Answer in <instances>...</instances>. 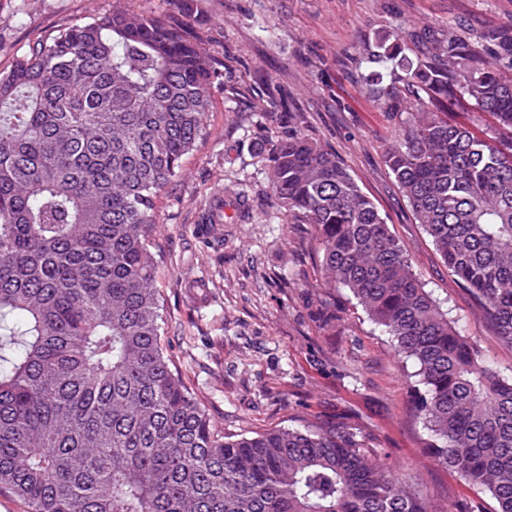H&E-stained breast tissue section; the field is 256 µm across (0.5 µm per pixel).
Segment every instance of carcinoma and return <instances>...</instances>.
Wrapping results in <instances>:
<instances>
[{"mask_svg":"<svg viewBox=\"0 0 512 512\" xmlns=\"http://www.w3.org/2000/svg\"><path fill=\"white\" fill-rule=\"evenodd\" d=\"M167 2V16L68 27L0 71V490L26 512H428L409 475L343 424L216 430L168 356L155 200L203 137L219 73L184 0ZM409 39L380 46L367 62L383 71L363 77L406 115L385 166L512 345V26ZM463 102L494 127L448 122ZM301 124L276 143L271 194L288 223L313 227L322 287L348 289L416 365L424 452L512 512V370L456 329Z\"/></svg>","mask_w":512,"mask_h":512,"instance_id":"carcinoma-1","label":"carcinoma"}]
</instances>
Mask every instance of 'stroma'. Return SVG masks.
<instances>
[{"instance_id": "obj_1", "label": "stroma", "mask_w": 512, "mask_h": 512, "mask_svg": "<svg viewBox=\"0 0 512 512\" xmlns=\"http://www.w3.org/2000/svg\"><path fill=\"white\" fill-rule=\"evenodd\" d=\"M159 15L166 0H0V70L30 45L90 17ZM193 30L222 73L206 132L156 199L155 281L164 340L217 430L252 436L338 421L361 431L390 469L410 474L431 512L477 503L475 488L422 452L411 416L413 362L344 288L326 293L310 249L313 228L289 223L269 188L271 143L292 112L336 153L378 207L427 289L500 370L497 339L417 224L382 160L402 126L361 82L378 38L453 24L471 37L512 24V0H193ZM291 112L271 111V94ZM223 203L212 231L204 213Z\"/></svg>"}]
</instances>
